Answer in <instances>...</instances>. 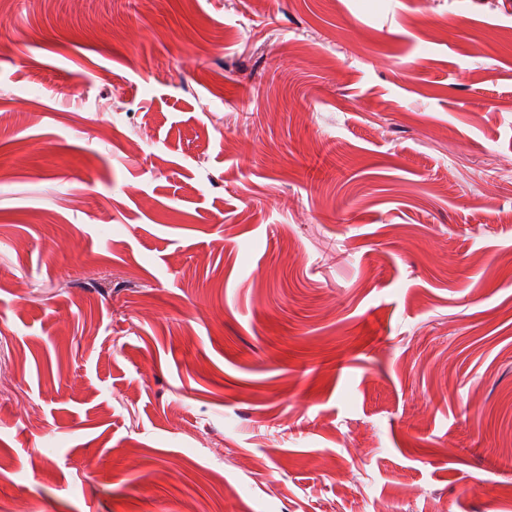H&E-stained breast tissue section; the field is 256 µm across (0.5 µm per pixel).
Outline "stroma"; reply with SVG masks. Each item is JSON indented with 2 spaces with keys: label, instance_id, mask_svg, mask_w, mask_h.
I'll return each instance as SVG.
<instances>
[{
  "label": "stroma",
  "instance_id": "1",
  "mask_svg": "<svg viewBox=\"0 0 512 512\" xmlns=\"http://www.w3.org/2000/svg\"><path fill=\"white\" fill-rule=\"evenodd\" d=\"M0 498L512 512V0H0Z\"/></svg>",
  "mask_w": 512,
  "mask_h": 512
}]
</instances>
